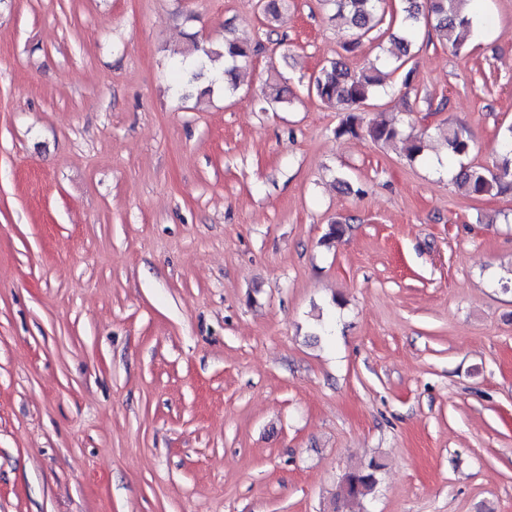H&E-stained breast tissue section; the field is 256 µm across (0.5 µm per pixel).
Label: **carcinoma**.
<instances>
[{"label":"carcinoma","mask_w":512,"mask_h":512,"mask_svg":"<svg viewBox=\"0 0 512 512\" xmlns=\"http://www.w3.org/2000/svg\"><path fill=\"white\" fill-rule=\"evenodd\" d=\"M336 8L335 17L361 34L373 30L383 21L380 13L381 0H331ZM403 3L400 27L402 35L397 39V59L411 55L415 33L420 24H425L452 48H463L470 33L472 19L465 14L469 0H401ZM251 55V44L237 37H224L221 47H200L196 44L185 49V60L178 65L184 75L208 71L212 81L224 83V88L236 90L239 63ZM267 99L274 104L288 103V87L278 79L267 81ZM316 96L329 105L353 108L366 104L383 88V72L378 64L371 62L356 72L350 71L342 62L335 61L321 67L312 81ZM360 118L348 114L336 129V136H357ZM368 136L377 143H391L401 138L400 129L392 122H380L367 127ZM448 153L462 156L471 149V137L464 127L442 129ZM498 154L500 164L491 170L482 165L461 167L456 182L475 197L495 196L512 184V126L499 133ZM381 464L375 460L344 472L338 482L334 504L335 512H342L348 504L360 502L375 495L378 486V471Z\"/></svg>","instance_id":"obj_1"}]
</instances>
